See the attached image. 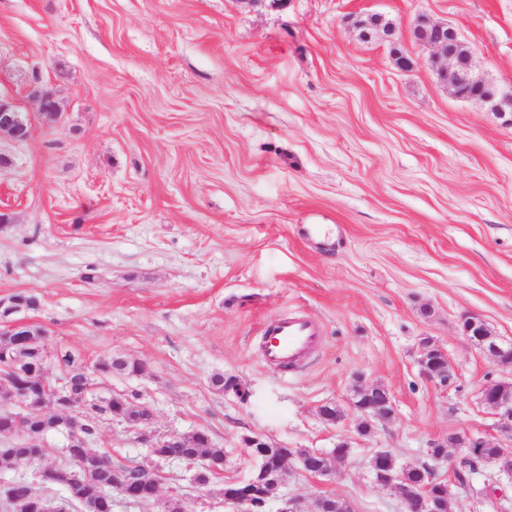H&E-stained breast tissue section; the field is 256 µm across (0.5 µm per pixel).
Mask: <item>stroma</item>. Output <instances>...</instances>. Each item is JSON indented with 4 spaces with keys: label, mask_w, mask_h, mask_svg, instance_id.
I'll return each instance as SVG.
<instances>
[{
    "label": "stroma",
    "mask_w": 512,
    "mask_h": 512,
    "mask_svg": "<svg viewBox=\"0 0 512 512\" xmlns=\"http://www.w3.org/2000/svg\"><path fill=\"white\" fill-rule=\"evenodd\" d=\"M378 14L413 60L364 41L353 21ZM448 24L478 73L512 86V0H0V97L32 118L26 141L0 138V298L37 297L19 313L49 348L93 364L122 356L140 375L112 376L113 394L139 393L152 433L206 429L224 450L208 486L195 466L161 460L122 421H101L92 451L158 472V504L120 495L112 512H243L227 481L246 480L242 445L350 453L329 476L293 468L271 499L308 503L320 491L354 512H405L376 483L372 453L428 463L431 443L471 431L501 440L477 403L503 373L467 341L477 317L512 344V113L454 97L419 17ZM59 116L41 117L34 90ZM324 225L308 238L305 226ZM297 315L319 348L295 371L268 366L262 328ZM430 336L457 372L440 390L419 373ZM235 377L246 398L220 391ZM381 386L392 421L357 431L351 400ZM339 407L330 423L320 409ZM48 436L38 467L0 458V485L25 478L57 496L41 470L64 459ZM504 496H476L486 476ZM473 492L449 490L450 512H512V475L480 465Z\"/></svg>",
    "instance_id": "1"
}]
</instances>
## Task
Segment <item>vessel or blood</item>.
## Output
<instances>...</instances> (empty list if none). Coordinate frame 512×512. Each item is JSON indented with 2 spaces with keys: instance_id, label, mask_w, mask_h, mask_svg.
<instances>
[{
  "instance_id": "obj_1",
  "label": "vessel or blood",
  "mask_w": 512,
  "mask_h": 512,
  "mask_svg": "<svg viewBox=\"0 0 512 512\" xmlns=\"http://www.w3.org/2000/svg\"><path fill=\"white\" fill-rule=\"evenodd\" d=\"M264 334L267 338L265 360L277 366L301 364L321 339L319 327L299 316L281 317L268 322Z\"/></svg>"
}]
</instances>
